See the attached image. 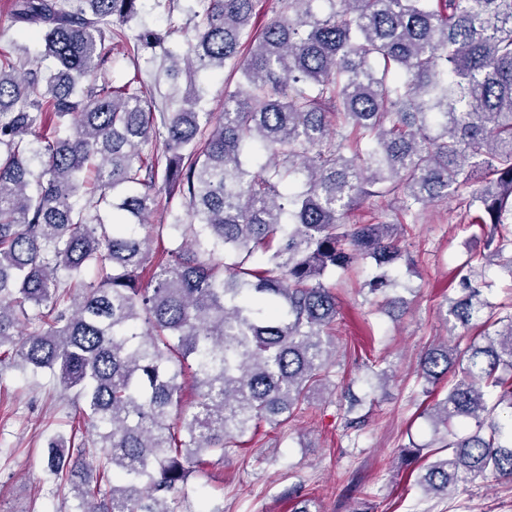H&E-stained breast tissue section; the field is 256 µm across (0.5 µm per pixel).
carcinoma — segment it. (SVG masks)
I'll use <instances>...</instances> for the list:
<instances>
[{"label": "carcinoma", "instance_id": "cac0c4a2", "mask_svg": "<svg viewBox=\"0 0 512 512\" xmlns=\"http://www.w3.org/2000/svg\"><path fill=\"white\" fill-rule=\"evenodd\" d=\"M139 2L11 0L53 67L0 46V364L49 373L74 411L44 466L71 512H176L260 424L340 387L324 278L369 261L368 293L404 308L407 226L450 196L488 229L445 314L473 335L422 351L431 440L399 454L432 458L426 495L511 481L512 311L473 281L512 271V0H279L259 30L256 0H204L182 55L165 47L174 0H157L166 31L126 32ZM112 40L160 50L171 80L230 67L219 119L192 79L161 108L142 79H100ZM175 190L156 260L137 228ZM373 197L393 220L346 223ZM388 378L367 367L369 404Z\"/></svg>", "mask_w": 512, "mask_h": 512}]
</instances>
